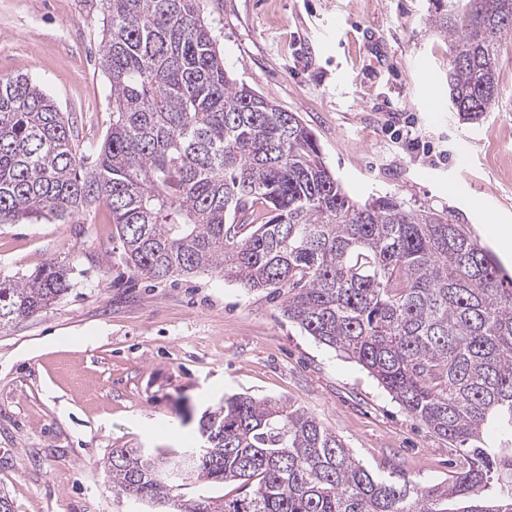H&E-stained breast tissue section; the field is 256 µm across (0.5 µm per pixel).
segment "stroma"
Wrapping results in <instances>:
<instances>
[{
    "instance_id": "obj_1",
    "label": "stroma",
    "mask_w": 512,
    "mask_h": 512,
    "mask_svg": "<svg viewBox=\"0 0 512 512\" xmlns=\"http://www.w3.org/2000/svg\"><path fill=\"white\" fill-rule=\"evenodd\" d=\"M224 66L299 113L356 200L399 197L451 215L512 276V39L499 94L476 123L448 96V38L433 0H211ZM99 0H0V77L39 81L91 155L112 124ZM416 123L443 164L391 131ZM57 262L68 291L0 334V492L14 512H149L118 494L115 448H179L226 396L281 398L336 432L374 475L446 481L447 440L368 372L288 322L282 300L216 272L146 282L126 268L105 203L73 223L0 224V279Z\"/></svg>"
}]
</instances>
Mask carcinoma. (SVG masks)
Listing matches in <instances>:
<instances>
[{
    "label": "carcinoma",
    "instance_id": "cac0c4a2",
    "mask_svg": "<svg viewBox=\"0 0 512 512\" xmlns=\"http://www.w3.org/2000/svg\"><path fill=\"white\" fill-rule=\"evenodd\" d=\"M207 0H100L112 125L86 166L68 118L26 75L0 78V224H69L103 201L146 281L211 271L283 292V315L359 363L455 452L448 482L374 476L305 409L245 394L201 417L197 447L114 448V486L177 512H512V288L462 224L393 195L353 200L313 132L224 68ZM460 120L498 95L512 0H448ZM69 287L49 263L0 280V333ZM494 426L495 437L484 432ZM237 485L232 497L190 489Z\"/></svg>",
    "mask_w": 512,
    "mask_h": 512
}]
</instances>
